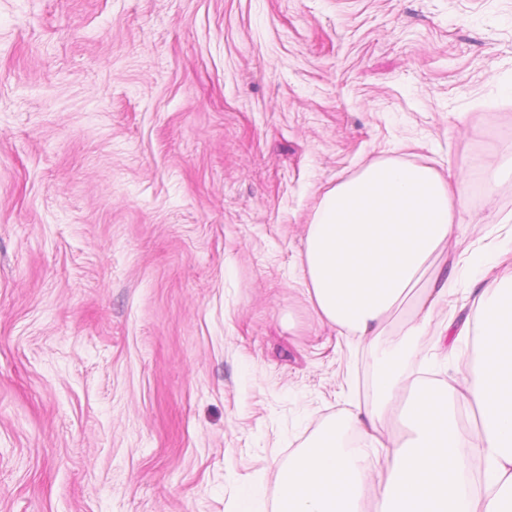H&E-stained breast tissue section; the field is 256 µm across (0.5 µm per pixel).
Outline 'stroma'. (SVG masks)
Instances as JSON below:
<instances>
[{"label":"stroma","instance_id":"obj_1","mask_svg":"<svg viewBox=\"0 0 512 512\" xmlns=\"http://www.w3.org/2000/svg\"><path fill=\"white\" fill-rule=\"evenodd\" d=\"M508 87L512 0H0V512H272L371 399L300 283L320 190L453 162L466 261L512 221Z\"/></svg>","mask_w":512,"mask_h":512}]
</instances>
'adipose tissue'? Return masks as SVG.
<instances>
[{
    "label": "adipose tissue",
    "instance_id": "1",
    "mask_svg": "<svg viewBox=\"0 0 512 512\" xmlns=\"http://www.w3.org/2000/svg\"><path fill=\"white\" fill-rule=\"evenodd\" d=\"M471 202L470 185L428 165L379 161L325 190L306 226L301 280L320 319L375 348L373 398L327 424L280 467L277 512H512V230L487 251L468 309L453 312L439 343L464 358L461 385L438 392L412 378L454 270L446 256ZM413 301L401 340L376 349L392 311ZM476 411V429L459 409ZM397 415L398 435L385 421ZM374 454H367V447Z\"/></svg>",
    "mask_w": 512,
    "mask_h": 512
}]
</instances>
